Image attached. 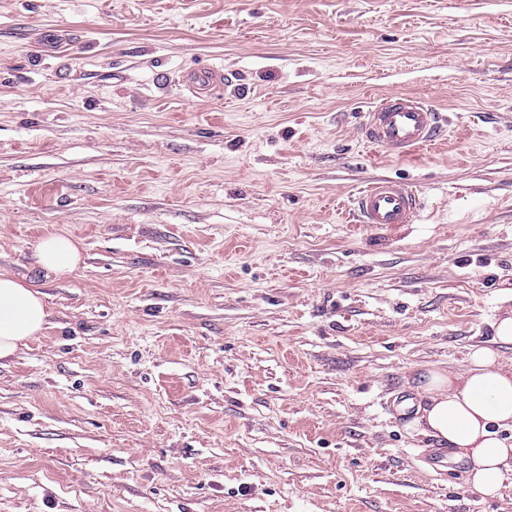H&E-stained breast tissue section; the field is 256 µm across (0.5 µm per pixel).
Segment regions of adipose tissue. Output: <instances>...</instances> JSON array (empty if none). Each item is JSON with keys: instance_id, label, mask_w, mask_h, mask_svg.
Listing matches in <instances>:
<instances>
[{"instance_id": "obj_1", "label": "adipose tissue", "mask_w": 512, "mask_h": 512, "mask_svg": "<svg viewBox=\"0 0 512 512\" xmlns=\"http://www.w3.org/2000/svg\"><path fill=\"white\" fill-rule=\"evenodd\" d=\"M36 262L56 278L71 274L82 260V243L60 232L42 237ZM51 312L45 296L28 279L0 272V366L39 336ZM416 399L403 401L400 413L414 412L421 434L435 439L452 458L468 466L471 487L496 495L512 479V363L496 350L473 348L463 371L432 368L420 374Z\"/></svg>"}]
</instances>
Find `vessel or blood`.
<instances>
[{"label":"vessel or blood","mask_w":512,"mask_h":512,"mask_svg":"<svg viewBox=\"0 0 512 512\" xmlns=\"http://www.w3.org/2000/svg\"><path fill=\"white\" fill-rule=\"evenodd\" d=\"M446 122L426 100L399 94L370 103L361 126V137L387 155L403 158L441 141ZM420 206L416 192L408 185L380 179L352 199L348 215L353 223L379 229H393L412 223Z\"/></svg>","instance_id":"1"}]
</instances>
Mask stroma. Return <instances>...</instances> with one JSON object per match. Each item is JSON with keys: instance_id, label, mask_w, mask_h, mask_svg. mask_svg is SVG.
I'll list each match as a JSON object with an SVG mask.
<instances>
[{"instance_id": "35a3bbf8", "label": "stroma", "mask_w": 512, "mask_h": 512, "mask_svg": "<svg viewBox=\"0 0 512 512\" xmlns=\"http://www.w3.org/2000/svg\"><path fill=\"white\" fill-rule=\"evenodd\" d=\"M397 93L442 142L364 144ZM380 178L414 223H347ZM0 272L52 311L0 367V512H512L396 409L512 311V0H0ZM36 263L55 278L71 274L82 260V242L70 234L50 233L35 246Z\"/></svg>"}]
</instances>
